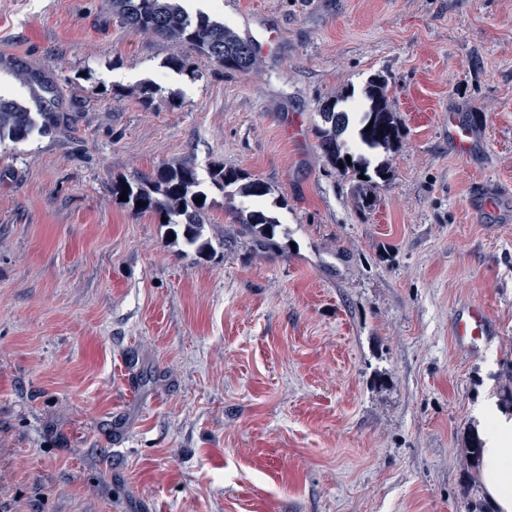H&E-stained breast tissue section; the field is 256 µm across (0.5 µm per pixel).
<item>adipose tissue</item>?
<instances>
[{
	"mask_svg": "<svg viewBox=\"0 0 512 512\" xmlns=\"http://www.w3.org/2000/svg\"><path fill=\"white\" fill-rule=\"evenodd\" d=\"M485 420L479 477L484 496L493 512H512V414L500 409L496 400L482 408Z\"/></svg>",
	"mask_w": 512,
	"mask_h": 512,
	"instance_id": "ef3b65f1",
	"label": "adipose tissue"
}]
</instances>
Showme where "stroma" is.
Returning <instances> with one entry per match:
<instances>
[{
  "instance_id": "stroma-1",
  "label": "stroma",
  "mask_w": 512,
  "mask_h": 512,
  "mask_svg": "<svg viewBox=\"0 0 512 512\" xmlns=\"http://www.w3.org/2000/svg\"><path fill=\"white\" fill-rule=\"evenodd\" d=\"M206 11L275 49L193 77L106 0H0V95L33 104L36 73L66 115L0 144V512H492L469 444L485 392L512 411V0ZM377 74L403 138L367 151L392 178L365 211L314 126ZM182 162L270 189L211 191L203 256L112 199ZM258 206L285 250L231 237ZM467 303L494 327L474 351ZM448 143L461 156L472 153L476 137L469 124L456 116H448ZM453 336L467 343L468 348H476L483 336H489V319L479 307L461 309L455 317Z\"/></svg>"
}]
</instances>
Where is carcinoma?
Segmentation results:
<instances>
[{
    "label": "carcinoma",
    "instance_id": "cac0c4a2",
    "mask_svg": "<svg viewBox=\"0 0 512 512\" xmlns=\"http://www.w3.org/2000/svg\"><path fill=\"white\" fill-rule=\"evenodd\" d=\"M112 15L126 26L186 46L190 54H177L168 59L171 68L195 74L200 64H216L224 70L248 73L258 64L254 46L241 38L230 26L213 19L208 14L189 15L181 0H108ZM29 80L36 83L42 95L35 99L37 111L14 100L0 97V144L10 141L19 144L33 133H52L64 121L61 112L52 110L54 86L32 75ZM388 82L382 75L371 77L364 89L365 103L358 118L357 135L369 149H395L401 139V128L396 113L388 99ZM353 96L346 91L326 104L321 119L323 125L315 127V135L329 165L344 175H351L352 192L358 206L364 210L376 202V191L380 183L387 181L391 170L378 165L368 171L369 164L362 155L354 154L343 136L349 130V112L338 108V103ZM351 161H346V158ZM343 168H338V164ZM215 189L230 198L236 194L243 197L261 198L270 192L263 182L249 180L240 170L215 163L209 169V182H203L196 168L190 163L171 165L160 170L156 176L133 181L118 180L112 185V197L117 199L122 192L126 201L122 205L136 213H152L167 219L173 226L175 238L195 248L199 255L210 248L202 239L203 220L208 200V191ZM203 201H195L197 197ZM142 206H136L137 201ZM238 233L252 239L255 246L273 251L282 249L280 239L288 233L280 229L277 220L262 209L239 215Z\"/></svg>",
    "mask_w": 512,
    "mask_h": 512
}]
</instances>
